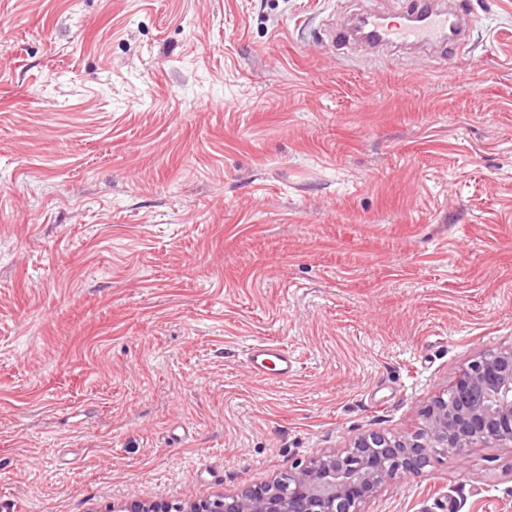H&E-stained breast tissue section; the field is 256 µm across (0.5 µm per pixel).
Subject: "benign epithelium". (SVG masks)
<instances>
[{
  "mask_svg": "<svg viewBox=\"0 0 512 512\" xmlns=\"http://www.w3.org/2000/svg\"><path fill=\"white\" fill-rule=\"evenodd\" d=\"M422 424L397 435L362 434L339 451L322 452L280 480L217 494L179 512H361L382 487L420 475L443 455H460L475 444L512 447V347L489 349L470 360L453 384L421 411ZM120 512H174L163 501L125 503Z\"/></svg>",
  "mask_w": 512,
  "mask_h": 512,
  "instance_id": "obj_1",
  "label": "benign epithelium"
}]
</instances>
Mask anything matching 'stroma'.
<instances>
[{"instance_id":"obj_1","label":"stroma","mask_w":512,"mask_h":512,"mask_svg":"<svg viewBox=\"0 0 512 512\" xmlns=\"http://www.w3.org/2000/svg\"><path fill=\"white\" fill-rule=\"evenodd\" d=\"M459 2L384 60L334 25L410 0H0V512L235 493L512 346V0ZM362 512H512V447ZM245 362L251 372L279 379H288L295 372L294 359L279 345L253 344L247 350Z\"/></svg>"}]
</instances>
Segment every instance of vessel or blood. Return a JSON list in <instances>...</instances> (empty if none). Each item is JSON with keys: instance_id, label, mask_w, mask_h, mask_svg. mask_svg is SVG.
<instances>
[{"instance_id": "vessel-or-blood-1", "label": "vessel or blood", "mask_w": 512, "mask_h": 512, "mask_svg": "<svg viewBox=\"0 0 512 512\" xmlns=\"http://www.w3.org/2000/svg\"><path fill=\"white\" fill-rule=\"evenodd\" d=\"M408 20L398 22L392 15L370 18L369 37L373 45L416 44L448 48L463 45L464 15L448 5L447 0H413ZM245 362L250 371L285 379L293 375L295 362L288 351L279 345H251Z\"/></svg>"}]
</instances>
